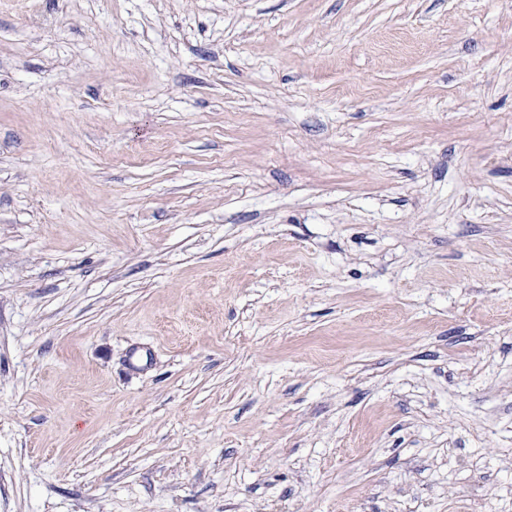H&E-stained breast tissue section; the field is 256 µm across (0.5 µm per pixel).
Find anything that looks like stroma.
Listing matches in <instances>:
<instances>
[{
	"instance_id": "1",
	"label": "stroma",
	"mask_w": 512,
	"mask_h": 512,
	"mask_svg": "<svg viewBox=\"0 0 512 512\" xmlns=\"http://www.w3.org/2000/svg\"><path fill=\"white\" fill-rule=\"evenodd\" d=\"M512 512V0H0V512Z\"/></svg>"
}]
</instances>
